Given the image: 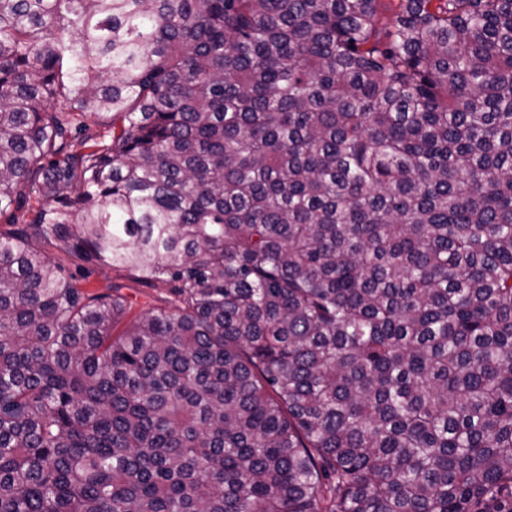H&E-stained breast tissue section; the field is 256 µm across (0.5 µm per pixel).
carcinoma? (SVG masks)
<instances>
[{
	"mask_svg": "<svg viewBox=\"0 0 512 512\" xmlns=\"http://www.w3.org/2000/svg\"><path fill=\"white\" fill-rule=\"evenodd\" d=\"M386 10L0 0V512H512V0ZM43 250L54 260L63 262L72 272L88 275L86 280H82V283L87 284L90 287L105 289L113 283L125 286L126 288L123 289V292L136 302L135 310L144 307L145 303L150 300L148 295L153 294V291L147 288H143L135 283L121 279L120 275L117 272L112 271V268L110 267L104 265L85 264L71 258L65 253L59 244L45 245L43 246Z\"/></svg>",
	"mask_w": 512,
	"mask_h": 512,
	"instance_id": "carcinoma-1",
	"label": "carcinoma"
}]
</instances>
